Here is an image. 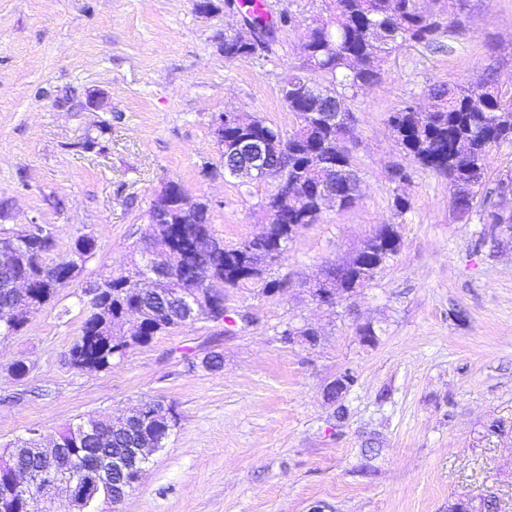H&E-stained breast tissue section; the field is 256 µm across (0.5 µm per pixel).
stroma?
I'll list each match as a JSON object with an SVG mask.
<instances>
[{
    "label": "stroma",
    "mask_w": 512,
    "mask_h": 512,
    "mask_svg": "<svg viewBox=\"0 0 512 512\" xmlns=\"http://www.w3.org/2000/svg\"><path fill=\"white\" fill-rule=\"evenodd\" d=\"M212 2L203 14L196 0H0V227L51 225L56 260L80 235L96 242L76 280L0 341V448L154 399L178 423L120 512H448L486 496L512 512V223L491 232L480 220L512 216V190H498L512 144L490 153L460 221L446 179L405 156L387 123L405 101L428 105L436 84L475 85L491 68L512 85V0H468L441 50L406 45L349 96L361 196L299 229L270 272L283 290L225 289L227 322L155 336L107 369L71 365L85 286L129 267L169 182L209 203L225 245L263 229L275 184L225 174L214 121L234 111L293 128L280 88L303 65L300 34L324 0H265L296 24L250 60L225 59L244 19ZM395 165L411 173L401 216ZM382 224L399 252L335 307L317 306L325 266ZM291 325L315 327L318 343L281 342ZM366 325L374 343L361 339ZM212 352L222 367L201 368ZM18 358L20 379L7 370ZM347 370L355 385L329 400L325 386Z\"/></svg>",
    "instance_id": "stroma-1"
}]
</instances>
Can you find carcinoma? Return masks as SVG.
I'll use <instances>...</instances> for the list:
<instances>
[{
  "label": "carcinoma",
  "instance_id": "carcinoma-1",
  "mask_svg": "<svg viewBox=\"0 0 512 512\" xmlns=\"http://www.w3.org/2000/svg\"><path fill=\"white\" fill-rule=\"evenodd\" d=\"M433 7L424 8L418 0H328L326 15L312 20L301 36L306 67L288 74V93L281 99L295 117L292 131L267 123L258 117L235 125L225 113L224 163L236 160L228 155L233 142L244 136L269 138L284 145L270 158L280 162L278 172L283 187L269 195L262 203L264 213L275 212L276 228L265 237H254L235 249L220 243L211 227L210 205L203 200L188 197L176 183L178 205L171 208L167 221L170 236L180 245L186 270L196 276L200 285L211 288L219 285L234 288L251 282L262 285L265 294L280 290L281 283L265 277L256 278L253 270L269 253L280 249L285 253L292 236L282 225L293 227V232L318 221L323 206L319 202V185L323 176L331 175L336 166L355 165L348 143L352 132L342 124L328 125L308 118L318 99L317 93L326 91L328 97L343 101L350 92L381 80L380 62L407 42L435 47L440 36L462 23L467 0H431ZM253 23L273 31L294 23L287 11L276 21L257 16ZM257 56L252 47L239 40H224V57L231 59ZM433 100L430 109L423 110L405 103L391 113L388 124L403 153L425 169L448 179L451 208L458 220L469 217L479 188L484 184L487 152L481 146L490 143L497 148L512 142V87L499 84L489 71L475 88L445 85L429 90ZM391 180L398 193L393 207L397 215L410 209L409 197L401 193V185L410 181L407 170L396 167ZM336 208L348 209L358 195L350 193L343 177L336 179ZM47 233L41 243L21 242L18 250L22 263L0 270V309L8 304L4 286L16 278L31 281L38 305H45L57 290L67 286L65 268L50 258L48 244L50 227L42 225ZM400 245L385 241L368 244L366 251L348 262V268L329 269L327 275L336 278L347 290L363 287L372 280L380 261H387ZM145 274L141 266L101 278V298L107 300V309L87 311L82 334L70 352L72 365L80 369L108 368L112 361L122 359L132 347L149 343L168 330L183 328V315L165 311L150 304L139 294L138 279ZM142 406L127 413L120 427L110 421L90 419L67 428L79 431L95 427L93 441L67 449L78 452L83 460L92 462L100 456L115 455L119 449L132 443L141 423ZM178 417L160 416L150 423L156 438L167 441ZM31 440L17 441L3 457H14L28 468L41 466V459L29 451Z\"/></svg>",
  "mask_w": 512,
  "mask_h": 512
}]
</instances>
